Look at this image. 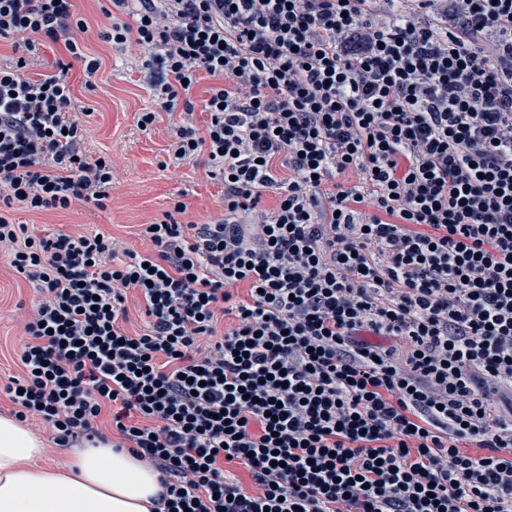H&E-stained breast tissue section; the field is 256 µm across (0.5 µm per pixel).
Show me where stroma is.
<instances>
[{"instance_id": "1", "label": "stroma", "mask_w": 512, "mask_h": 512, "mask_svg": "<svg viewBox=\"0 0 512 512\" xmlns=\"http://www.w3.org/2000/svg\"><path fill=\"white\" fill-rule=\"evenodd\" d=\"M74 5L88 22L85 50L99 57L101 65L90 76L81 61L71 60L68 82L76 106L91 111L83 119L85 153L92 159L111 156L118 162L111 200L103 210L91 203L69 211L18 209L12 213L15 221L37 234L99 231L147 253L151 244L140 234L142 225L163 219L177 196H184L187 204L181 221L202 224L221 219L224 186L208 176L205 161L176 167L164 164L178 116L164 113L150 130L137 128L138 114L156 107L150 91L153 75L133 51L113 49L100 39L108 23L104 0H74ZM33 296L31 283L16 274L7 256L0 253V384L20 372L19 308L30 304Z\"/></svg>"}]
</instances>
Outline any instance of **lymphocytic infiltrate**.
I'll return each instance as SVG.
<instances>
[{"label": "lymphocytic infiltrate", "mask_w": 512, "mask_h": 512, "mask_svg": "<svg viewBox=\"0 0 512 512\" xmlns=\"http://www.w3.org/2000/svg\"><path fill=\"white\" fill-rule=\"evenodd\" d=\"M110 3L103 40L157 74L139 130L182 110L168 158H205L224 216L182 223L175 201L144 255L0 215L36 293L13 416L70 448L106 442L112 410L159 473L156 512H512V417L492 400L512 389V0ZM72 9L0 0L18 53L0 65V208L110 200L69 64L27 75L47 40L98 70Z\"/></svg>", "instance_id": "f902f5d3"}]
</instances>
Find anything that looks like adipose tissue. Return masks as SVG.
<instances>
[{
  "label": "adipose tissue",
  "instance_id": "adipose-tissue-1",
  "mask_svg": "<svg viewBox=\"0 0 512 512\" xmlns=\"http://www.w3.org/2000/svg\"><path fill=\"white\" fill-rule=\"evenodd\" d=\"M44 440L0 415V512H153L158 472L131 453L98 444L62 469L40 466Z\"/></svg>",
  "mask_w": 512,
  "mask_h": 512
}]
</instances>
